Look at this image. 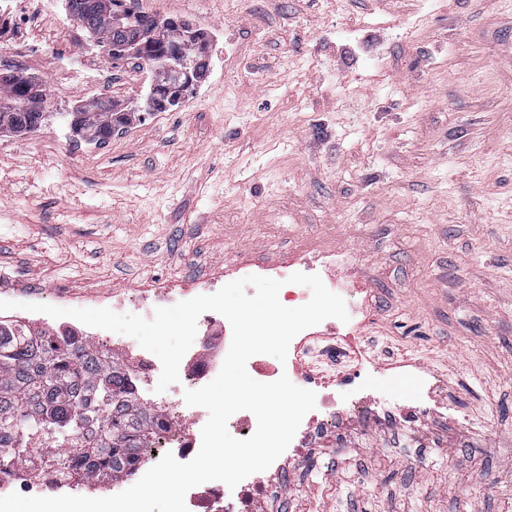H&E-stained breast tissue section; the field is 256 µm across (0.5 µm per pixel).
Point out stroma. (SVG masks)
Returning <instances> with one entry per match:
<instances>
[{"label":"stroma","instance_id":"35a3bbf8","mask_svg":"<svg viewBox=\"0 0 512 512\" xmlns=\"http://www.w3.org/2000/svg\"><path fill=\"white\" fill-rule=\"evenodd\" d=\"M210 43L205 78L145 112L153 78L112 58L64 0H0V59L46 111L133 113L100 146L51 120L0 131V274L128 295L241 266L320 260L359 310L356 364L387 409L344 414L264 512H512V0H139ZM377 56L381 68L362 67ZM446 403L400 413L416 376Z\"/></svg>","mask_w":512,"mask_h":512}]
</instances>
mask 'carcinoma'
<instances>
[{"instance_id":"cac0c4a2","label":"carcinoma","mask_w":512,"mask_h":512,"mask_svg":"<svg viewBox=\"0 0 512 512\" xmlns=\"http://www.w3.org/2000/svg\"><path fill=\"white\" fill-rule=\"evenodd\" d=\"M111 0H65L66 10L104 47L124 38L107 14ZM130 26L168 29L171 22L140 11L129 0ZM10 106L0 130L28 133L49 118L30 88L0 79ZM88 143H103L129 113L110 99H94L60 115ZM159 411L130 385L124 362L89 342L50 330L0 322V466L45 476L59 471L78 484L103 486L136 466L155 443Z\"/></svg>"}]
</instances>
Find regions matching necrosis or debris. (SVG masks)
I'll list each match as a JSON object with an SVG mask.
<instances>
[{
	"label": "necrosis or debris",
	"mask_w": 512,
	"mask_h": 512,
	"mask_svg": "<svg viewBox=\"0 0 512 512\" xmlns=\"http://www.w3.org/2000/svg\"><path fill=\"white\" fill-rule=\"evenodd\" d=\"M218 289L219 285L215 282H191L180 288L160 286L155 288L152 296L128 295L117 299L115 306L149 317L156 308L170 307L199 295L215 293ZM231 339V326L225 317L211 311L199 317L195 340L180 363V380L170 385L167 394L160 399L167 419V429L154 452L147 454L143 462L134 468L133 477H142L168 452L182 462L195 457L201 446V430L208 419V412L204 408L187 405L184 392L200 388L216 377L229 350ZM108 341L128 352L130 378L138 393H146L157 385L161 363L154 354L123 334H109ZM247 366L256 381L268 383L285 374L295 385L312 390L319 396L321 411L303 418L291 442L294 453H301L305 448L312 428L331 424L336 415L358 412L365 406L364 397L357 395L338 400L335 390L330 389L320 377L310 372H300L295 366L283 367L281 362L270 361L266 355L251 357ZM284 464V459H277L267 470L248 476L233 489L223 484L207 482L198 485L185 496L188 512H258L259 504L282 481ZM13 492L25 496H81L85 490L60 477L47 480L22 474L12 466H0V497Z\"/></svg>",
	"instance_id": "1"
}]
</instances>
